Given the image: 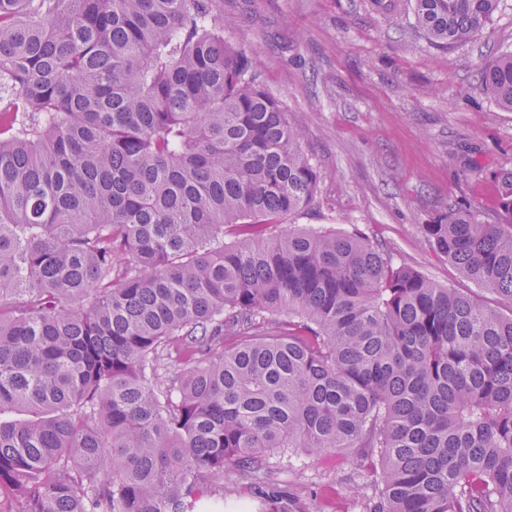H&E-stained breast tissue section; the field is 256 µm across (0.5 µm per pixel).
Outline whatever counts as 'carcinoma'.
Here are the masks:
<instances>
[{
    "label": "carcinoma",
    "mask_w": 512,
    "mask_h": 512,
    "mask_svg": "<svg viewBox=\"0 0 512 512\" xmlns=\"http://www.w3.org/2000/svg\"><path fill=\"white\" fill-rule=\"evenodd\" d=\"M410 2L440 49L503 4ZM480 83L512 112V49ZM299 140L224 0H0V512H197L270 448L354 449L362 512H512V313L284 227ZM497 182L422 233L512 304Z\"/></svg>",
    "instance_id": "carcinoma-1"
}]
</instances>
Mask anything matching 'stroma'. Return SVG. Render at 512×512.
<instances>
[{"instance_id": "35a3bbf8", "label": "stroma", "mask_w": 512, "mask_h": 512, "mask_svg": "<svg viewBox=\"0 0 512 512\" xmlns=\"http://www.w3.org/2000/svg\"><path fill=\"white\" fill-rule=\"evenodd\" d=\"M224 37L252 59L317 170L316 198L297 225L361 231L394 262L506 308L438 258L422 227L452 203L492 218L497 177L512 171V112L477 84L512 48V0L477 40L448 50L432 47L411 13L389 17L373 0H224ZM267 457L272 482L304 499L318 491L312 512H359L370 478L351 468L349 450ZM223 483L235 490L224 512H277L238 470Z\"/></svg>"}]
</instances>
